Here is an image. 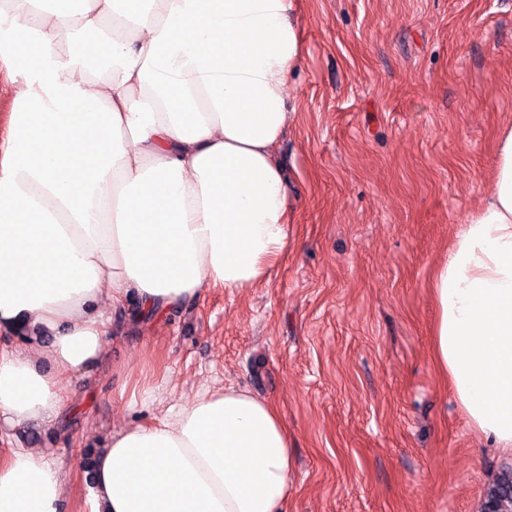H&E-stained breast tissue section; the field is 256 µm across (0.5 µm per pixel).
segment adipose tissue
<instances>
[{"label":"adipose tissue","instance_id":"obj_1","mask_svg":"<svg viewBox=\"0 0 512 512\" xmlns=\"http://www.w3.org/2000/svg\"><path fill=\"white\" fill-rule=\"evenodd\" d=\"M298 0H0V419L49 424L62 380L142 316L266 280L288 250L274 152L303 63ZM431 359L471 428L512 454V128L432 282ZM288 429L229 384L112 434L90 512H287ZM67 475L0 456V512H62ZM45 336H51V333L38 328H30L22 333H20V331H18L17 334L9 333L8 336H2L0 334V343L6 342L23 349H29L41 342Z\"/></svg>","mask_w":512,"mask_h":512}]
</instances>
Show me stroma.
<instances>
[{"mask_svg": "<svg viewBox=\"0 0 512 512\" xmlns=\"http://www.w3.org/2000/svg\"><path fill=\"white\" fill-rule=\"evenodd\" d=\"M299 27L276 153L290 237L270 279L158 323L113 316L54 423L0 425L1 454L41 448L70 471L65 512H86L85 457L112 433L229 382L288 427V512H482L512 463L430 356L433 269L512 128V0H299ZM141 380L154 402L132 399Z\"/></svg>", "mask_w": 512, "mask_h": 512, "instance_id": "stroma-1", "label": "stroma"}]
</instances>
